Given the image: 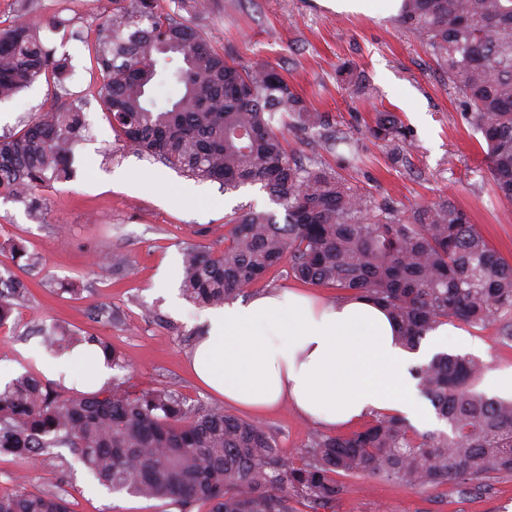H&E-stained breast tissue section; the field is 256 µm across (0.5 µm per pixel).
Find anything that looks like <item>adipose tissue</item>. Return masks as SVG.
<instances>
[{"instance_id":"1","label":"adipose tissue","mask_w":512,"mask_h":512,"mask_svg":"<svg viewBox=\"0 0 512 512\" xmlns=\"http://www.w3.org/2000/svg\"><path fill=\"white\" fill-rule=\"evenodd\" d=\"M208 319L191 357L202 383L254 413L287 403L329 428L377 411L418 420L408 369L453 344L443 324L432 331L430 346L410 350L398 342L383 307L353 295L328 302L303 291H270L212 310ZM70 364L86 369L98 387L112 375L95 347L64 363L47 360L56 377Z\"/></svg>"}]
</instances>
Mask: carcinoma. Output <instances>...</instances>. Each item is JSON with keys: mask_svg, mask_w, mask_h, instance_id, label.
Wrapping results in <instances>:
<instances>
[{"mask_svg": "<svg viewBox=\"0 0 512 512\" xmlns=\"http://www.w3.org/2000/svg\"><path fill=\"white\" fill-rule=\"evenodd\" d=\"M96 32L99 97L112 132L131 150L226 192L250 184L282 206L226 219L224 249L193 245L182 257L183 296L218 308L247 293L283 264L304 283L368 297L391 313L407 346L437 326L482 327L512 315V263L469 215L440 199L399 213L349 185L336 171L288 153L285 131L319 127L329 148L346 139L328 115L310 109L269 64L242 68L216 52L191 23L161 0H114ZM147 30L140 29L143 19ZM399 27L425 44L468 109L486 144L484 167L512 201V0H403ZM37 25L0 28V100L42 75L61 78ZM169 81L180 95L160 106L152 86ZM86 122L71 102L39 113L17 134L0 136V198L39 212L35 191L71 177L73 148ZM371 136L402 160L406 131L391 112L376 115ZM18 267L41 264L17 243ZM30 295L11 279L0 289V328ZM98 345L112 368L124 359L94 336L54 325L42 336L52 355ZM483 365L440 353L413 370L421 395L448 431L421 433L398 414H376L347 435L314 432L295 460L281 457L271 430L217 406L192 408L176 391H132L114 383L93 392L61 391L27 371L0 388V452L30 461L53 447L75 459L109 492L164 502L178 512H336L339 476L397 480L412 489L450 481L483 485L512 474V400L473 390ZM0 512H70L56 493L20 484L0 495Z\"/></svg>", "mask_w": 512, "mask_h": 512, "instance_id": "1", "label": "carcinoma"}]
</instances>
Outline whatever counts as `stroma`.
I'll return each mask as SVG.
<instances>
[{
	"label": "stroma",
	"instance_id": "stroma-1",
	"mask_svg": "<svg viewBox=\"0 0 512 512\" xmlns=\"http://www.w3.org/2000/svg\"><path fill=\"white\" fill-rule=\"evenodd\" d=\"M43 43L67 56L82 72L57 85L38 79L0 102V136L23 129L52 97L76 101L87 132L74 148V172L64 182L40 188L38 216L24 204L0 200V270L30 282L31 293L0 330V383L25 371L44 373L46 351L39 332L63 324L97 336L126 360L117 381L175 389L193 406H223L222 398L196 379L189 362L206 327L207 312L179 291L182 253L191 245L224 246L226 216L246 206L273 212L282 207L257 186L234 192L186 178L141 158L116 140L98 95L101 73L92 34L113 12L112 0H32ZM194 25L225 58L243 66L272 64L313 109L328 114L348 142L328 151L318 135L290 131L288 148L298 159L318 158L341 170L352 185L400 206L427 205L447 198L469 213L489 244L512 262V202L495 191L482 166L481 134L467 120L454 89L417 36L394 19L339 13L319 0H204ZM60 17L65 31L46 28ZM351 64L372 88L371 96L345 85L338 69ZM396 113L410 136L406 161L393 163L390 149L369 134L379 112ZM357 149L356 167L340 158ZM22 243L41 265L15 266L9 242ZM120 259L114 272L97 267L101 251ZM74 284L76 295L58 294L57 283ZM503 321L486 327L457 324V331L481 346L485 374L475 391L488 392L489 372L512 367V341ZM280 454L295 459L317 426L289 406L263 416ZM70 449L57 448L24 464L0 455V493L26 482L34 491L64 494L71 512H159L160 503L109 494L90 484L73 465ZM347 493L336 512H512V476L477 487L448 484L415 490L380 478L346 477Z\"/></svg>",
	"mask_w": 512,
	"mask_h": 512
}]
</instances>
